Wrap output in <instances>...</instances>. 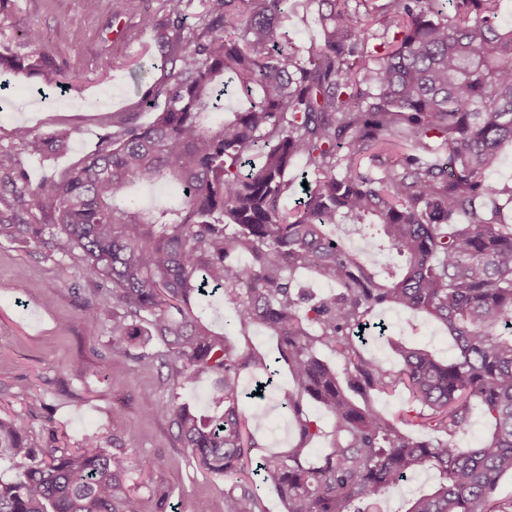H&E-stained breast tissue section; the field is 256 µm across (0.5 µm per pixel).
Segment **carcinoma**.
Returning <instances> with one entry per match:
<instances>
[{
    "mask_svg": "<svg viewBox=\"0 0 512 512\" xmlns=\"http://www.w3.org/2000/svg\"><path fill=\"white\" fill-rule=\"evenodd\" d=\"M500 2L304 0L320 38L299 47L283 31L288 0H201L189 29L191 0H162L165 21L143 23L162 31L165 76L145 88L132 74L150 123L113 114L97 150L36 186L0 151V236L47 234L112 284L109 354L164 348L169 398L145 394L143 411H167L174 438L207 472L244 474L253 463L240 379L268 364L226 336L262 324L294 383L281 407L301 444L259 457L254 473L287 512H382L380 497L422 470L435 482L401 512H512L493 500L512 473V186L487 179L512 145V30L497 22ZM23 37L34 50L0 51L3 86L11 75L65 85L41 34ZM227 95L243 106L224 109ZM69 137L42 134L34 151L48 157ZM296 160L314 186L288 208ZM164 181L180 187L178 205L116 204L136 184ZM341 224L376 229L388 265L377 271L350 251L336 237ZM300 270L332 290L304 293ZM211 296L231 305L223 333L205 316ZM376 308L440 321L455 358L400 344L393 370L366 356L360 326ZM322 349L344 362L346 383ZM204 376L210 414L178 393ZM400 386L431 410L416 414L431 433L413 435L403 426L414 420L356 400ZM309 398L327 406L335 429L316 462ZM475 406L492 434L464 451L453 438ZM0 458L15 463L0 477V512H144L129 483L154 467L102 435L76 448L43 443L16 416H0ZM209 512L265 508L244 479Z\"/></svg>",
    "mask_w": 512,
    "mask_h": 512,
    "instance_id": "1",
    "label": "carcinoma"
}]
</instances>
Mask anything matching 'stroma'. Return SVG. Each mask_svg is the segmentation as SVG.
Returning <instances> with one entry per match:
<instances>
[{
    "label": "stroma",
    "mask_w": 512,
    "mask_h": 512,
    "mask_svg": "<svg viewBox=\"0 0 512 512\" xmlns=\"http://www.w3.org/2000/svg\"><path fill=\"white\" fill-rule=\"evenodd\" d=\"M162 17L160 0H101L88 11L85 0H10L0 12V44L24 51L22 35L41 33L68 70L69 87L43 99L34 82L18 79L0 90V150L19 154L27 181L59 175L98 145L112 129L116 112H137L139 123L152 119L138 112L131 71L144 67L149 78H162L154 30H141L143 15ZM31 137L67 128L66 148L45 161L17 137L18 128ZM97 306V320L84 317L87 305ZM110 286L94 282L82 263L61 248L0 237V410L20 417L31 433L57 439L74 448L85 435L117 438L129 453L147 456L155 466L148 481L165 492L164 506L146 499L145 512H207L211 501L236 484L234 474L212 475L199 467L175 441L166 412L142 410L144 393L168 396L167 368L157 347L145 357L109 356L107 313ZM387 335L373 338L368 353L386 366H398L392 341H409L449 360L455 355L446 331L424 315L384 310ZM83 374H74L73 362ZM276 392L266 404L251 399L244 405L256 455L281 453L294 447L297 430L280 406L292 386L287 369L275 377Z\"/></svg>",
    "instance_id": "1"
}]
</instances>
